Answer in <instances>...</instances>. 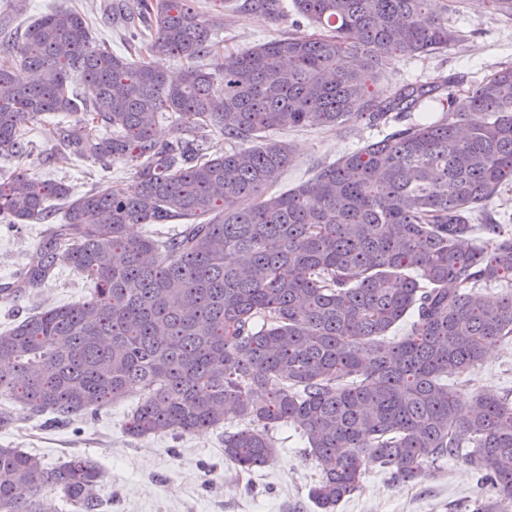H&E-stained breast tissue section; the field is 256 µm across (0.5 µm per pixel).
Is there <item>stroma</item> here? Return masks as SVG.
<instances>
[{
	"mask_svg": "<svg viewBox=\"0 0 512 512\" xmlns=\"http://www.w3.org/2000/svg\"><path fill=\"white\" fill-rule=\"evenodd\" d=\"M243 0H230L223 11L200 0L213 24V38L224 53H238L270 39L287 35L291 22L271 19L242 9ZM101 0H28L26 12L15 19L25 27L56 10L80 14L98 42L124 55L128 48L120 24L102 15ZM448 21L458 34L457 44L440 54L392 62L380 75V85L391 88L411 81L434 82L446 74L463 76L473 85L505 62L512 63V22L463 0ZM59 115L50 114L31 124L26 139L30 155L23 162L0 155V175H9L17 165L45 179L65 182L75 194L98 186H129L136 168L117 161L100 169L89 161L52 166L41 159L54 144ZM379 128L352 123L336 129L318 126L276 132L275 140L290 144L294 159L272 190L287 191L311 178L325 163L377 139ZM42 230L38 224L10 228L0 224V329L23 320L36 306L78 304L85 301L92 284L68 265H59L57 275L40 288L37 297L4 292ZM475 390L512 398V342L490 348L474 376ZM130 402L103 409L93 420L56 428L34 419L0 429V446L20 448L55 466L67 456L81 454L98 466V490L107 512H315L308 497L318 480L314 461L303 454L304 442L291 425L275 433L276 458L268 467L242 475L224 462V434L235 431L238 421L226 419L223 428L183 436L165 435L134 439L125 432ZM474 471L464 462L449 460L428 467L416 483L394 481L389 469L368 462L359 490L343 500L337 512H464L466 504L482 494Z\"/></svg>",
	"mask_w": 512,
	"mask_h": 512,
	"instance_id": "35a3bbf8",
	"label": "stroma"
}]
</instances>
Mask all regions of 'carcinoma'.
I'll return each mask as SVG.
<instances>
[{
  "label": "carcinoma",
  "instance_id": "obj_1",
  "mask_svg": "<svg viewBox=\"0 0 512 512\" xmlns=\"http://www.w3.org/2000/svg\"><path fill=\"white\" fill-rule=\"evenodd\" d=\"M316 28L224 55L196 0H134L121 18L134 56L96 44L60 10L19 33L0 21V154L29 155L25 127L48 113L47 163L137 167L134 184L79 197L23 168L0 176V224H47L11 291L32 293L60 263L90 297L0 331V426L94 418L137 398L133 438L218 429L224 462L268 466L274 431L299 430L320 478V512L360 485L368 458L397 481L461 459L490 493L469 512L512 508V401L460 396L487 349L512 339V235L492 209L512 185V65L463 93L457 75L385 89L381 71L458 41V0H292ZM243 7L277 18L280 0ZM512 20V0H485ZM165 57L185 65L172 74ZM210 59V67L198 65ZM95 89L78 104L74 84ZM414 112L433 116L412 120ZM167 118L173 136L156 138ZM366 121L390 131L283 193L293 162L276 130ZM236 145L211 149L210 133ZM244 199L252 201L240 206ZM67 201L55 223L52 201ZM182 222L161 237L130 224ZM502 289L490 303L483 290ZM406 335L389 332L407 314ZM99 469L79 455L52 468L0 447V512H102Z\"/></svg>",
  "mask_w": 512,
  "mask_h": 512
}]
</instances>
